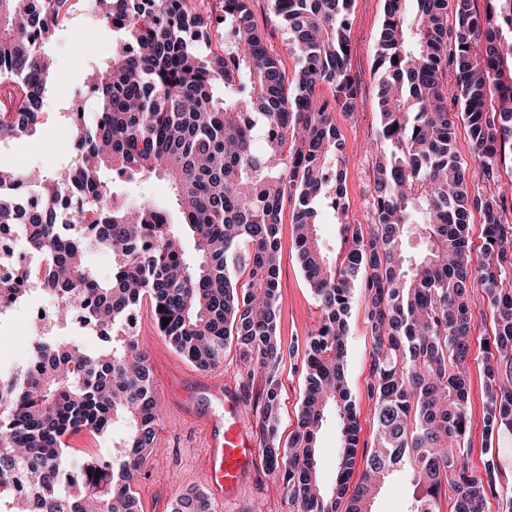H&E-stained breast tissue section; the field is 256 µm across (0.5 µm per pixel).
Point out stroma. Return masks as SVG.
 I'll list each match as a JSON object with an SVG mask.
<instances>
[{
    "label": "stroma",
    "mask_w": 512,
    "mask_h": 512,
    "mask_svg": "<svg viewBox=\"0 0 512 512\" xmlns=\"http://www.w3.org/2000/svg\"><path fill=\"white\" fill-rule=\"evenodd\" d=\"M72 9L47 52L61 75L58 84L47 92L43 114L35 135L10 141L0 147V161L23 170L38 168L52 171L73 163L75 152L68 137L67 113L73 102H81L86 119H93L96 98L83 85L85 70L92 64L111 60L116 35L111 25L101 22L98 0H71ZM385 0H354L351 16V53L349 68L358 82L361 105L353 115L336 113V125L346 145V189L348 221L367 224L372 219L371 193L376 164L375 142L380 116L375 99L378 77L373 72V55L383 16ZM258 26L267 36V45L279 54L286 70H293L295 59L289 55L287 34L278 17L269 10L266 0H254ZM96 28L97 37L87 52H79L80 32ZM292 202H285L279 231L280 297L278 301L279 334L284 343L304 341L313 331L320 310L308 286L293 239ZM468 393L471 411L469 439L471 450L467 464L471 471L484 470L485 446H493L502 469L512 472V437L502 436L487 443L484 428L485 377L482 339L491 330L489 321L475 315ZM349 336L346 356L348 387L359 414L361 444L372 442L373 407L366 396L372 338L367 328L365 302L356 297L348 317ZM140 344L153 369L155 392L162 405L158 424V449L144 463L142 475L133 488L142 512H168V504L200 488L205 437L192 420L183 418L177 395H191L196 378L205 376L221 380L224 385L240 387L243 378L234 349H227L223 366L208 372L197 369L179 355L155 332L148 309H141L137 324ZM30 327L24 309H16L0 325V363L16 367L30 349ZM304 358L283 360L277 375L281 381V438H288L297 426L298 408L304 392ZM288 494L278 476L267 471L263 459H256L251 480L233 502H217L216 512H291Z\"/></svg>",
    "instance_id": "stroma-1"
}]
</instances>
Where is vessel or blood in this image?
Segmentation results:
<instances>
[{"mask_svg":"<svg viewBox=\"0 0 512 512\" xmlns=\"http://www.w3.org/2000/svg\"><path fill=\"white\" fill-rule=\"evenodd\" d=\"M205 385L223 394L224 415L203 419L206 429L203 472L209 492L214 497L230 500L240 495L259 448L241 418L237 397L225 392L221 381L209 379Z\"/></svg>","mask_w":512,"mask_h":512,"instance_id":"obj_1","label":"vessel or blood"}]
</instances>
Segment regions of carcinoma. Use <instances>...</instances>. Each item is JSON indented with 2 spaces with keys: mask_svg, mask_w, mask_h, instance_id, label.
Returning a JSON list of instances; mask_svg holds the SVG:
<instances>
[{
  "mask_svg": "<svg viewBox=\"0 0 512 512\" xmlns=\"http://www.w3.org/2000/svg\"><path fill=\"white\" fill-rule=\"evenodd\" d=\"M251 0H98L119 33L106 66L88 69L101 107L88 122L72 109L78 161L54 172L0 164V224L22 225L45 258L0 280V300L40 280L58 298L57 321L82 310L101 346L51 336L31 342L21 371L0 367V512H141L132 482L157 445L160 405L130 316L150 308L176 351L203 371L234 346L247 376L265 377L252 435L297 512H375L394 474L407 476L404 512H483L488 497L512 512V477L486 449L484 475L469 451L468 374L473 306H487L486 437L512 433V191L499 185L512 156V0H385L374 54L380 124L374 222H346L345 144L333 113L359 106L348 68L354 0H268L296 58L293 74L270 53ZM69 0H0V139L32 135L47 85L60 76L46 45ZM221 13L224 37L213 35ZM454 27H448V18ZM454 72L460 116L479 173L455 149L443 73ZM327 84L333 96L322 99ZM157 179L178 213L132 204L122 186ZM79 197L63 213L65 192ZM38 198L35 209L26 197ZM294 201V236L320 320L304 341L306 387L297 428L281 444L276 368L294 348L278 335L279 228ZM483 216L480 258L469 246ZM348 249L326 255L323 216ZM194 242L192 256L185 236ZM112 254L99 279L87 255ZM358 287L373 340L366 395L372 450L362 454L346 380L348 315ZM169 320L162 325V319ZM340 431L336 480L315 462L328 416ZM125 432L112 458L77 470L65 439ZM171 512H213L198 489Z\"/></svg>",
  "mask_w": 512,
  "mask_h": 512,
  "instance_id": "cac0c4a2",
  "label": "carcinoma"
}]
</instances>
